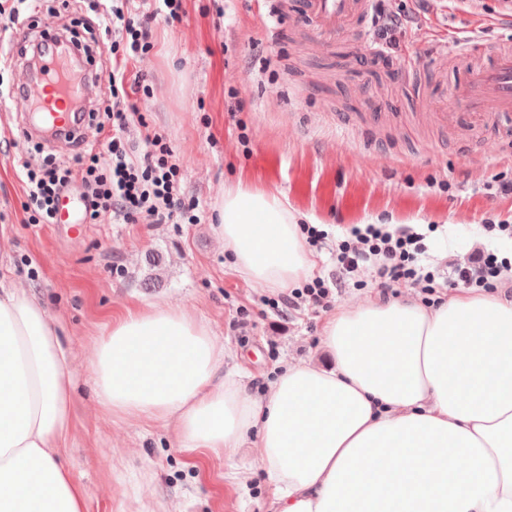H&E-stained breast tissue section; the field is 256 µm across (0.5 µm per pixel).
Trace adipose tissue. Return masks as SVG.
Returning a JSON list of instances; mask_svg holds the SVG:
<instances>
[{
    "label": "adipose tissue",
    "instance_id": "obj_1",
    "mask_svg": "<svg viewBox=\"0 0 512 512\" xmlns=\"http://www.w3.org/2000/svg\"><path fill=\"white\" fill-rule=\"evenodd\" d=\"M211 232L250 281L284 290L313 266L287 199L238 185ZM334 360L284 369L263 397L224 368V344L186 308L108 318L94 395L161 420L180 447L227 458L253 443L271 512H512V297L369 300L326 320ZM71 361L34 292L0 279V512H85L61 461Z\"/></svg>",
    "mask_w": 512,
    "mask_h": 512
}]
</instances>
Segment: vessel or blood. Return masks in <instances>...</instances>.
I'll list each match as a JSON object with an SVG mask.
<instances>
[{"mask_svg": "<svg viewBox=\"0 0 512 512\" xmlns=\"http://www.w3.org/2000/svg\"><path fill=\"white\" fill-rule=\"evenodd\" d=\"M297 9L302 23L319 37L332 38L353 31L364 52L380 56V48L370 41L366 30L371 0H299ZM488 54L493 62L472 78L466 99L480 113L495 111L505 116L512 113V50L463 38L454 51L456 59L468 61ZM83 88V77L72 70L69 57L58 52L50 54L36 76L34 89L25 93L31 112L26 131L61 136L71 133L77 122L72 107L81 99Z\"/></svg>", "mask_w": 512, "mask_h": 512, "instance_id": "1", "label": "vessel or blood"}]
</instances>
